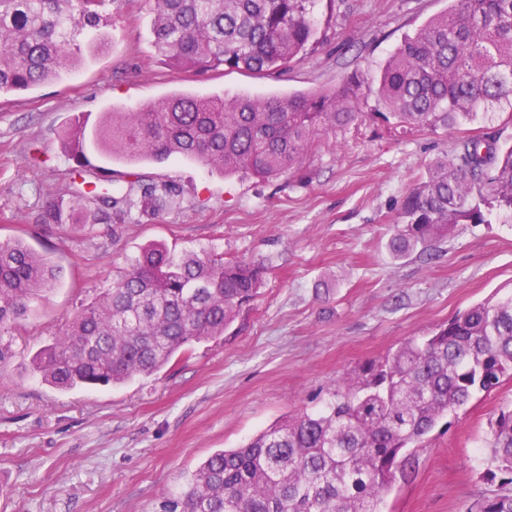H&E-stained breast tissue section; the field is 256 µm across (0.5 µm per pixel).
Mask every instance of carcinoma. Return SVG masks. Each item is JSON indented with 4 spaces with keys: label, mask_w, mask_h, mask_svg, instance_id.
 <instances>
[{
    "label": "carcinoma",
    "mask_w": 512,
    "mask_h": 512,
    "mask_svg": "<svg viewBox=\"0 0 512 512\" xmlns=\"http://www.w3.org/2000/svg\"><path fill=\"white\" fill-rule=\"evenodd\" d=\"M108 0H0V96L50 84L109 40ZM318 0H153L155 46L171 67L282 75L319 40ZM448 11L407 36L378 81L386 128L436 132L512 112V0H449ZM361 80L288 98L173 94L134 110L114 107L66 123L61 146L79 189L47 203L43 226L123 224L134 207L158 215L180 196L173 184L128 174L112 188L97 155L128 164L173 156L226 175L265 180L294 173L328 130L362 117ZM512 218V144L496 135L465 139L435 160L398 208L389 249L427 251L460 224ZM269 263L226 261L211 251L175 255L145 246L118 282L81 307L60 336L32 358L59 390L116 385L151 375L180 350L215 339L258 294ZM59 281V268L19 239L0 241V361L30 305ZM512 377V295L458 312L421 340L348 374L319 410L290 415L240 448L212 453L160 512H380L405 451L479 393ZM489 462L512 474V408L491 423ZM478 512H512L509 492Z\"/></svg>",
    "instance_id": "cac0c4a2"
}]
</instances>
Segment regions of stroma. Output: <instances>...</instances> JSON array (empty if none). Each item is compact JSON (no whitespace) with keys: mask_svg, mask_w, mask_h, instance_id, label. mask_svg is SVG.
<instances>
[{"mask_svg":"<svg viewBox=\"0 0 512 512\" xmlns=\"http://www.w3.org/2000/svg\"><path fill=\"white\" fill-rule=\"evenodd\" d=\"M448 0H341L336 30L287 74L224 70L193 76L166 65L150 0H116L95 63L61 81L0 97V240L20 238L61 270L58 287L12 336L0 362V512H156L213 452L236 448L282 417L313 411L340 380L458 311L512 293V223L461 224L431 254L392 258L396 211L415 180L468 135L512 142L499 113L451 131L387 132L375 80L394 48ZM363 80L362 122L323 136L295 173L223 175L171 158L131 166L179 186L159 217L45 230L32 222L71 186L58 134L73 115L98 118L175 93L285 97ZM152 242L183 254L269 257L255 300L217 339L191 345L157 373L120 387L59 391L34 353L80 306L112 288ZM512 405V379L436 429L396 478L383 512H475L500 491L487 473L490 424Z\"/></svg>","mask_w":512,"mask_h":512,"instance_id":"35a3bbf8","label":"stroma"}]
</instances>
